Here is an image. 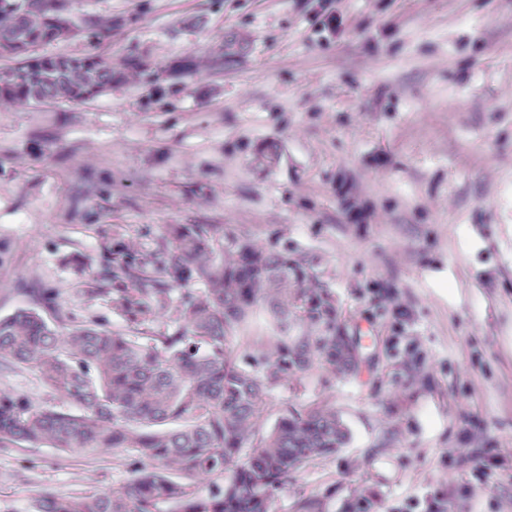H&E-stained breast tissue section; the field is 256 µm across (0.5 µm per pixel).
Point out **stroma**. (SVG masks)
I'll return each mask as SVG.
<instances>
[{"label":"stroma","mask_w":512,"mask_h":512,"mask_svg":"<svg viewBox=\"0 0 512 512\" xmlns=\"http://www.w3.org/2000/svg\"><path fill=\"white\" fill-rule=\"evenodd\" d=\"M70 0L112 36L43 46L147 76L83 103L0 107V317L53 289L120 330L99 296L126 245L163 279L167 228L299 253L368 369L268 397L336 409L346 445L275 491L321 512H512V0ZM0 391L69 408L29 368ZM123 448L0 445V512L103 494Z\"/></svg>","instance_id":"35a3bbf8"}]
</instances>
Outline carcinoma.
I'll return each mask as SVG.
<instances>
[{"label":"carcinoma","mask_w":512,"mask_h":512,"mask_svg":"<svg viewBox=\"0 0 512 512\" xmlns=\"http://www.w3.org/2000/svg\"><path fill=\"white\" fill-rule=\"evenodd\" d=\"M60 2L0 0V59L12 62L0 70L1 106L83 102L126 79L98 55L40 53L82 29L96 38L112 32V19H77ZM165 274L172 287L148 288L147 262L125 260L112 267V287L91 289L121 313L123 331L68 323L50 288L41 307L0 319V363L36 369L46 388L78 408L1 392L0 444L133 453L135 477L125 489L42 494L31 512H270L273 493L292 474L346 443L340 416L316 401L282 409L268 430L261 425L267 394L313 364L334 378L356 375L365 363L309 259L227 236L218 224H178ZM258 305L274 325L268 343L248 331ZM168 312L174 330L148 335ZM203 484L214 490L201 493Z\"/></svg>","instance_id":"1"}]
</instances>
